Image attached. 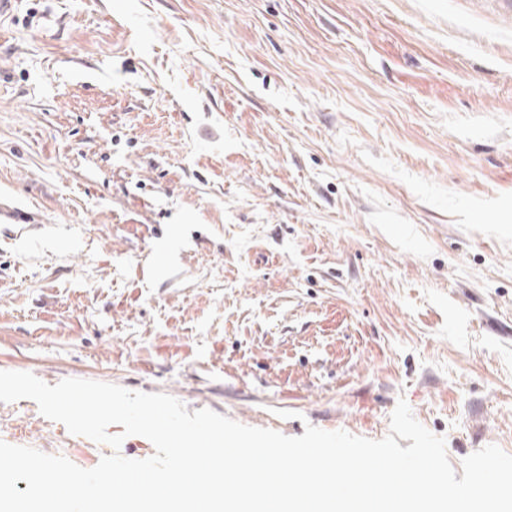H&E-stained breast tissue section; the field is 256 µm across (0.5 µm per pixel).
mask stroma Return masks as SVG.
Segmentation results:
<instances>
[{
  "label": "stroma",
  "mask_w": 512,
  "mask_h": 512,
  "mask_svg": "<svg viewBox=\"0 0 512 512\" xmlns=\"http://www.w3.org/2000/svg\"><path fill=\"white\" fill-rule=\"evenodd\" d=\"M0 204V370L512 454V0H15Z\"/></svg>",
  "instance_id": "stroma-1"
}]
</instances>
